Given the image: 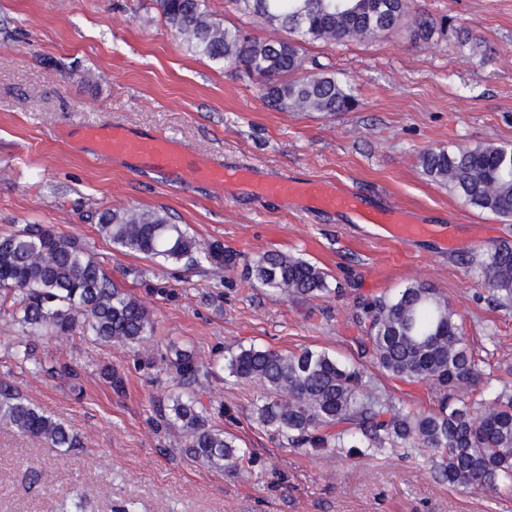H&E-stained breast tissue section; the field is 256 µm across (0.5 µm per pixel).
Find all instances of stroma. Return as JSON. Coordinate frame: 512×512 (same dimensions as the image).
<instances>
[{
	"label": "stroma",
	"mask_w": 512,
	"mask_h": 512,
	"mask_svg": "<svg viewBox=\"0 0 512 512\" xmlns=\"http://www.w3.org/2000/svg\"><path fill=\"white\" fill-rule=\"evenodd\" d=\"M416 3L442 22L428 42L414 40L406 24L372 42L305 44L307 68L336 71L358 100L353 111L325 115L272 109L259 84L188 52L153 0H0V235L45 224L80 237L155 322L153 338L132 348L84 336L40 340L38 356L76 367L74 381L21 364L18 327L0 314V381L83 442L50 448L0 427V512H57L73 488L89 512L130 501L139 512H512V496L448 487L419 458L289 447L252 419L260 385L224 372L200 399L223 406L219 426L252 451L246 468H208L186 452L179 430L154 426L175 385L170 345L205 364L250 345L319 348L347 362L356 355V299L393 295L416 280L457 310L488 388L512 391V306H494L480 284L482 258L512 242V222L467 205L419 162L439 147L512 143V0ZM104 123L166 132L194 160L318 178L371 206L409 208L449 229L457 245L388 239L345 214L97 158L84 131ZM128 206L168 209L198 251L222 245L229 265L216 274L207 264L119 253L99 233L97 215ZM269 250L316 263L336 293L287 299L261 286L248 268ZM106 365L122 390L103 378ZM31 466L39 483L26 476Z\"/></svg>",
	"instance_id": "35a3bbf8"
}]
</instances>
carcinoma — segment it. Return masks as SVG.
I'll return each instance as SVG.
<instances>
[{
    "label": "carcinoma",
    "instance_id": "obj_1",
    "mask_svg": "<svg viewBox=\"0 0 512 512\" xmlns=\"http://www.w3.org/2000/svg\"><path fill=\"white\" fill-rule=\"evenodd\" d=\"M156 9L190 52L256 78L269 104L285 112L334 114L357 100L349 82L326 68L301 75L303 44L368 41L414 16V37L432 38L435 26L414 10L413 0H225L232 8L275 32L258 37L215 21L208 0H153ZM423 172L466 204L512 221V144L474 149L429 150ZM98 231L121 253L161 258L187 266L199 263L194 239L165 209L112 208L98 217ZM482 285L512 304V245L490 249L481 262ZM261 285L286 298L332 292L327 274L290 254L268 251L250 263ZM360 348L379 372L407 384L439 391L438 408L416 411L382 398L360 365L326 350L289 354L259 346L241 347L225 363L229 375L255 381L263 395L253 421L312 454L403 452L425 458L434 478L453 488L512 494V392L501 391L480 413L455 398L462 387L482 382L476 358L463 336L459 314L448 298L414 281L394 296L357 302ZM0 312L12 316L23 337L70 339L93 336L103 344L134 346L151 338L148 310L117 286L79 238L43 224L0 236ZM36 373L77 376L63 365L46 367L22 351ZM181 391L157 409L166 425L178 427L185 448L216 469H240L250 458L232 434L212 424V409L197 398L203 378L215 373L185 349L172 359ZM0 426L42 440L50 448H81L77 434L0 381ZM62 512H85L77 491L62 494Z\"/></svg>",
    "mask_w": 512,
    "mask_h": 512
}]
</instances>
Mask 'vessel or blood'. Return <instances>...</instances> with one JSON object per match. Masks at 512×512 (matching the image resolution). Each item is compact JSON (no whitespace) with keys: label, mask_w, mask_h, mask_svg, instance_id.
Here are the masks:
<instances>
[{"label":"vessel or blood","mask_w":512,"mask_h":512,"mask_svg":"<svg viewBox=\"0 0 512 512\" xmlns=\"http://www.w3.org/2000/svg\"><path fill=\"white\" fill-rule=\"evenodd\" d=\"M84 136L94 144L97 155L139 160L168 175H181L219 188L247 184L257 195L302 202L325 212L348 214L357 223L385 227L397 236L422 237L429 232L428 226L418 223L407 210L397 206L369 207L356 193L336 190L320 181L296 182L283 177L266 179L248 167L227 168L207 160L189 163L185 146L171 136L135 135L116 125L87 129Z\"/></svg>","instance_id":"b4317fda"}]
</instances>
